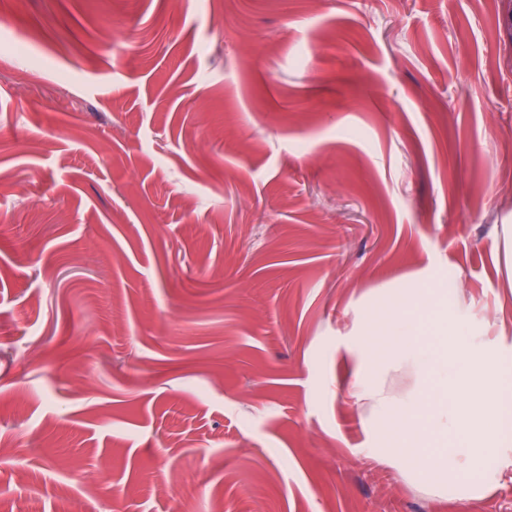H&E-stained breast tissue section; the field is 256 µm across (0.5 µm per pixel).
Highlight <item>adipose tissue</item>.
Segmentation results:
<instances>
[{"label": "adipose tissue", "instance_id": "1", "mask_svg": "<svg viewBox=\"0 0 512 512\" xmlns=\"http://www.w3.org/2000/svg\"><path fill=\"white\" fill-rule=\"evenodd\" d=\"M358 315L343 350L377 459L442 498L495 491L512 468V349L475 341L456 273L375 294ZM397 372L409 388L392 387Z\"/></svg>", "mask_w": 512, "mask_h": 512}]
</instances>
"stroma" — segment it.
Wrapping results in <instances>:
<instances>
[{
    "label": "stroma",
    "instance_id": "35a3bbf8",
    "mask_svg": "<svg viewBox=\"0 0 512 512\" xmlns=\"http://www.w3.org/2000/svg\"><path fill=\"white\" fill-rule=\"evenodd\" d=\"M511 7L0 0V512H512L369 457L336 349L450 268L512 345ZM497 264L499 276L512 285V225L501 224L496 244Z\"/></svg>",
    "mask_w": 512,
    "mask_h": 512
}]
</instances>
